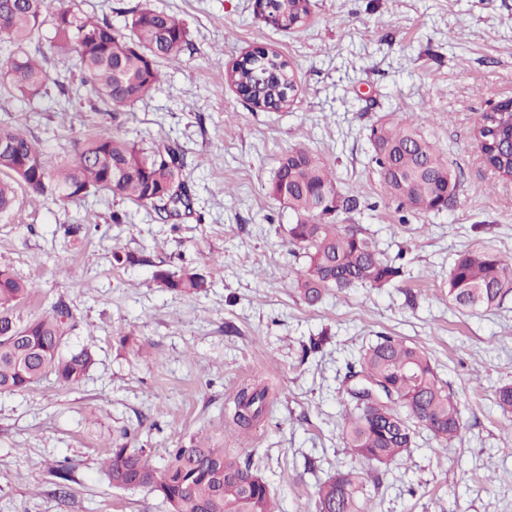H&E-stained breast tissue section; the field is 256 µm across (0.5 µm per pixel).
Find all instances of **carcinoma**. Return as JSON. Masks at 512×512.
I'll list each match as a JSON object with an SVG mask.
<instances>
[{"mask_svg":"<svg viewBox=\"0 0 512 512\" xmlns=\"http://www.w3.org/2000/svg\"><path fill=\"white\" fill-rule=\"evenodd\" d=\"M51 2L0 0V88L22 98L41 94L49 79L47 55L37 45L45 28L50 31L52 54L77 58L80 83L95 98L96 112L130 108L143 100L160 82L161 61L179 57L190 45L181 19L147 3L129 10L120 31L71 2L61 0L56 7ZM269 4L272 13L285 20H305L311 10L310 0ZM225 81L252 90L253 97L267 106L281 102L287 84L296 83L293 69L277 53L246 68L232 67ZM417 120L413 114L401 122L374 123L368 135L372 162L385 194L399 206L436 213L454 204L459 182L441 148L422 132ZM474 131L483 136L480 153L485 164L508 180L512 110L500 103L496 112L481 113ZM184 168L183 152L175 143L144 146L109 131L85 139L71 164L56 167L19 126H0V173L9 175L0 179V215L15 207L20 184L58 201L111 192L168 216L180 206L191 207ZM269 193L297 217L289 237L307 258L294 282L305 304L317 305L332 290L386 288L401 277L402 268L384 258L362 228L329 220L338 212L356 211L360 201L341 195L333 171L309 151L293 149L281 159ZM155 278L182 293L208 288L207 279L190 267L177 275L159 270ZM34 288L0 267V393L27 391L50 376L61 385H75L94 364L88 348H66L76 320L63 300L21 321L17 309ZM447 290L448 301L463 312L498 307L512 293V262L491 250L463 252L449 270ZM354 377L383 388L380 399L367 403L354 388L346 390L352 409L344 415L343 435L354 455L387 468L410 455L418 427L430 432L443 450L460 437L464 423L458 399L419 346L381 336L347 363L345 378ZM269 392L268 386L259 384L239 389L228 412L230 422L242 430L256 426L268 412ZM495 402L503 415H512L511 382L495 389ZM51 473L59 479V499L65 505L70 469L61 465ZM104 475L114 488L150 490L169 512H278L275 494L251 458L243 460L208 438L171 449L160 466L150 462L146 449L119 445L105 459ZM317 512H368L362 474L349 469L322 482Z\"/></svg>","mask_w":512,"mask_h":512,"instance_id":"cac0c4a2","label":"carcinoma"}]
</instances>
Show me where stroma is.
Instances as JSON below:
<instances>
[{
  "instance_id": "obj_1",
  "label": "stroma",
  "mask_w": 512,
  "mask_h": 512,
  "mask_svg": "<svg viewBox=\"0 0 512 512\" xmlns=\"http://www.w3.org/2000/svg\"><path fill=\"white\" fill-rule=\"evenodd\" d=\"M185 19L191 45L162 63L160 82L131 108L96 112L73 64L50 59L34 103L0 93V125L24 130L57 165L83 135L177 142L192 209L164 220L121 197L55 202L19 189L0 217V265L38 287L19 308L28 319L64 298L78 326L69 345H90L95 363L76 386L46 378L0 394V512H167L144 489L112 488L102 463L124 444L161 464L191 439L223 435L254 455L280 512H317L320 482L363 472L369 512H512V422L494 401L512 381V295L492 311L464 314L448 302L458 254L487 247L512 258V181L484 163L474 140L479 113L512 99V0H312L298 29H274L254 0H151ZM275 50L298 92L278 110L253 107L224 73L249 53ZM421 116L460 191L441 213L416 214L388 198L371 161L370 126ZM307 148L331 165L358 224L403 275L383 289L352 288L302 303L294 287L306 264L289 241L295 215L269 193L283 155ZM127 221L115 224L113 212ZM82 224L86 236L65 235ZM132 253L116 265L113 251ZM196 268L209 286L180 294L155 271ZM133 344L122 345L119 333ZM427 351L460 402L465 429L448 451L419 430L409 457L374 486V464L342 434L346 363L377 336ZM322 336L321 353L303 344ZM273 390L269 414L247 437L226 429L237 391ZM73 474L61 505L51 468Z\"/></svg>"
}]
</instances>
